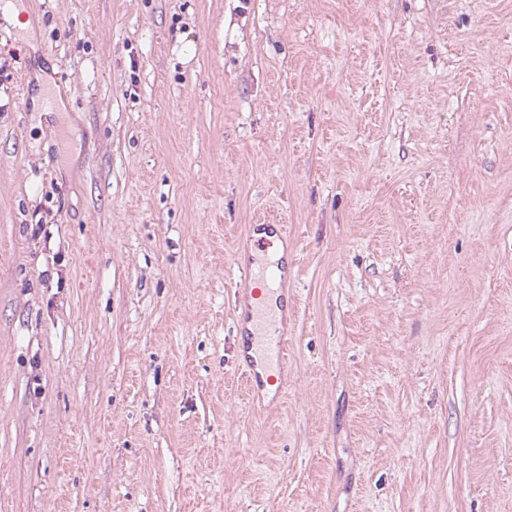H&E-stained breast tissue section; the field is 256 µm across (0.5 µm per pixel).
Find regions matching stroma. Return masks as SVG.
Here are the masks:
<instances>
[{
  "instance_id": "1",
  "label": "stroma",
  "mask_w": 512,
  "mask_h": 512,
  "mask_svg": "<svg viewBox=\"0 0 512 512\" xmlns=\"http://www.w3.org/2000/svg\"><path fill=\"white\" fill-rule=\"evenodd\" d=\"M21 2L0 512H512V0ZM263 221L299 255L268 413ZM288 226L284 224H251L239 240V249L248 253L261 250L266 245L279 243L283 256L261 265L253 263L239 268L242 289L237 295L236 330L241 337L239 356L243 358L244 376L249 397L258 405L263 398L261 391L274 377L277 383L276 399L285 393L284 377L288 356V283L295 273L296 247L288 245ZM264 284L266 288L258 285ZM266 290L268 297H264ZM278 295L280 301L272 303L271 297ZM253 300V301H252Z\"/></svg>"
}]
</instances>
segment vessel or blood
<instances>
[{
  "label": "vessel or blood",
  "mask_w": 512,
  "mask_h": 512,
  "mask_svg": "<svg viewBox=\"0 0 512 512\" xmlns=\"http://www.w3.org/2000/svg\"><path fill=\"white\" fill-rule=\"evenodd\" d=\"M289 232L283 224H252L238 246L246 251L279 243L283 256L256 267H240L242 288L237 295L236 330L242 343L238 353L243 359L249 397L260 401L269 380H276V395H283L288 356V284L295 273L296 249L288 243Z\"/></svg>",
  "instance_id": "b4317fda"
}]
</instances>
